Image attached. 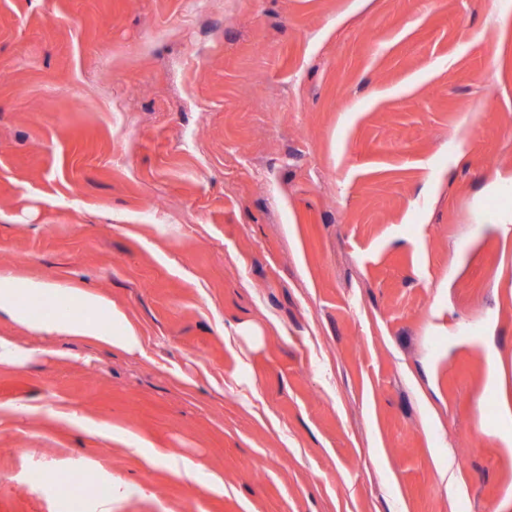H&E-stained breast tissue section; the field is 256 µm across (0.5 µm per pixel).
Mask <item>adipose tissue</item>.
I'll use <instances>...</instances> for the list:
<instances>
[{"label":"adipose tissue","mask_w":512,"mask_h":512,"mask_svg":"<svg viewBox=\"0 0 512 512\" xmlns=\"http://www.w3.org/2000/svg\"><path fill=\"white\" fill-rule=\"evenodd\" d=\"M74 295L79 298L75 308L68 302ZM1 315L37 334L80 339L126 353L142 349L140 336L110 299L44 279L0 275Z\"/></svg>","instance_id":"obj_1"}]
</instances>
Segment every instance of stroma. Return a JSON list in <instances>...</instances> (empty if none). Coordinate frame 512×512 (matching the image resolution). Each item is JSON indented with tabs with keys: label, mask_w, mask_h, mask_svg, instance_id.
Segmentation results:
<instances>
[{
	"label": "stroma",
	"mask_w": 512,
	"mask_h": 512,
	"mask_svg": "<svg viewBox=\"0 0 512 512\" xmlns=\"http://www.w3.org/2000/svg\"><path fill=\"white\" fill-rule=\"evenodd\" d=\"M490 2L0 0V275L143 339L0 317L38 351L0 365V512H70L36 468L111 483V512H512ZM79 298L72 308L68 297ZM63 299L64 302L58 304ZM70 300V299H68ZM36 302L55 308L42 318L31 314ZM25 326L37 334L54 338L80 339L126 353L140 352L141 337L123 311L107 297L81 288H65L44 279H19L0 275V316ZM169 472L187 485L200 483V470L197 465L181 457H169L166 461Z\"/></svg>",
	"instance_id": "1"
}]
</instances>
